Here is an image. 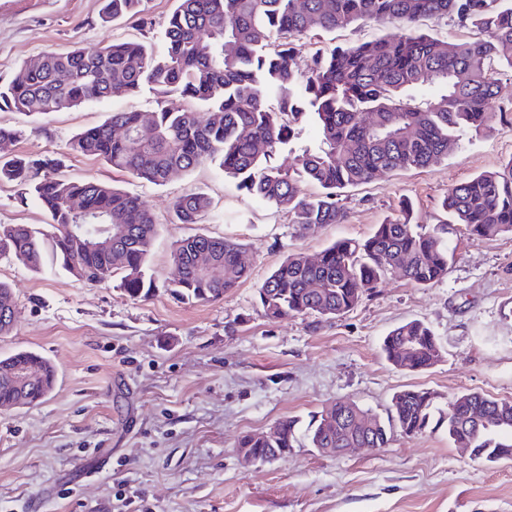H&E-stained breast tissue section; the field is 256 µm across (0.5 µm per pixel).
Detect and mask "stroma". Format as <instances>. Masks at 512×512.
<instances>
[{"label":"stroma","instance_id":"stroma-1","mask_svg":"<svg viewBox=\"0 0 512 512\" xmlns=\"http://www.w3.org/2000/svg\"><path fill=\"white\" fill-rule=\"evenodd\" d=\"M102 0H0V83L46 51L115 39L154 41L174 0H148L146 22L99 19ZM358 23L313 39L296 58L307 71L316 50L375 39ZM154 95L110 99L34 118L0 111L22 129L14 153L60 159L57 176L94 179L139 194L158 221L149 257L155 289L132 299L111 284L83 286L66 272H32L0 259V280L17 301L0 356L32 351L58 370L40 404L0 410V512H512V460L477 463L445 429L408 438L389 430L386 447L340 457L308 441L272 462L246 464L240 438L294 417L308 426L326 404L350 400L387 418L408 388L433 391L446 413L455 396L477 392L512 401V236L469 237L455 227L456 259L440 283L421 288L389 276L346 315L266 320L262 281L289 252L317 255L338 239H364L401 218L410 202L419 224L436 223L454 185L512 159V73L493 101L502 118L463 137L446 159L382 175L343 195L347 218L297 236L286 211L236 188L214 166L176 173L155 186L72 153L69 142L114 111L152 107ZM201 187L214 210L205 223L174 224L179 195ZM49 217L20 187L0 183V224L40 226ZM232 237L249 276L223 300L175 301L166 286L174 243L191 234ZM419 319L442 360L425 371L395 369L386 334Z\"/></svg>","mask_w":512,"mask_h":512}]
</instances>
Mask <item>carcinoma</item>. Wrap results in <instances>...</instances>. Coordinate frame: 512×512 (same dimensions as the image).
Returning a JSON list of instances; mask_svg holds the SVG:
<instances>
[{"label":"carcinoma","instance_id":"carcinoma-1","mask_svg":"<svg viewBox=\"0 0 512 512\" xmlns=\"http://www.w3.org/2000/svg\"><path fill=\"white\" fill-rule=\"evenodd\" d=\"M152 45L136 40L97 47L49 50L38 68L23 64L0 85V111L44 117L84 103L155 91L152 108L111 113L77 133L72 151L94 156L113 169L155 186L175 173L213 165L265 205L284 209L302 236L323 224H342L345 190L378 175L426 168L470 133L493 128L492 102L499 71L512 70V0H175ZM146 0H103L100 19L137 18ZM455 15L488 39L451 42L423 33L427 17ZM359 22L396 23L398 31L372 41L335 46L315 54L308 72L295 69L298 41L312 30L332 33ZM316 124L319 143L300 144L298 123ZM143 128L151 135L137 136ZM292 154L288 168L274 163ZM54 158L30 159L0 152V181L32 195L50 222L34 227L0 224V259L38 271L58 267L83 285L101 284L112 270L118 288L146 299L154 290L146 267L158 235L141 197L97 180L50 175ZM317 188L314 194L305 186ZM79 201L96 224H121L109 250L91 248L71 233L81 222L71 211ZM437 224L390 221L365 239H339L316 262L287 255L257 288L264 316L335 319L397 271L408 283L431 287L455 258L448 230L459 224L476 239L512 235V159L500 169L453 186ZM213 210L202 189L175 199L177 224H201ZM242 244L227 237L192 234L171 252L175 278L170 294L183 304L216 302L248 277ZM205 253L224 268L221 279L198 266ZM17 310L10 284L0 281V336L10 334ZM394 367L425 371L440 361L442 346L420 320L397 325L383 340ZM30 371L24 379L14 369ZM57 370L28 351L0 357V408L35 405L50 394ZM435 395L407 389L393 402L391 423L408 438L446 426L448 439L480 449L475 462L512 458V402L462 393L447 414L434 417ZM298 420L279 421L272 440L245 436L239 447L262 454L293 448ZM388 429L375 415L342 400L324 406L314 421V448H384Z\"/></svg>","mask_w":512,"mask_h":512}]
</instances>
